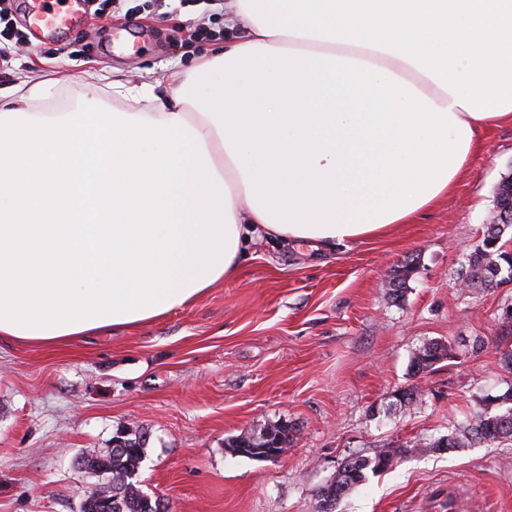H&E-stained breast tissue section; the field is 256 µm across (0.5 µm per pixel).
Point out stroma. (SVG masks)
Segmentation results:
<instances>
[{"mask_svg":"<svg viewBox=\"0 0 512 512\" xmlns=\"http://www.w3.org/2000/svg\"><path fill=\"white\" fill-rule=\"evenodd\" d=\"M17 36L0 88L29 72L63 79L42 110L74 101L89 74L172 81L210 46L206 0H92L83 21L46 37L6 0ZM485 146L448 198L416 223L314 250L256 243L238 277L194 304L133 329L57 347L0 340V512H80L98 473L78 459L124 428L149 441L142 490L168 512H316L317 491L350 458L401 449L335 512H512V441L453 451L432 444L466 425L477 398L502 394L512 373V285L462 288L496 188L512 174V125ZM413 261L404 294L390 295ZM455 355L420 375L410 359L429 342ZM418 386L400 404L393 391ZM288 424L278 456L233 454L230 438Z\"/></svg>","mask_w":512,"mask_h":512,"instance_id":"1","label":"stroma"}]
</instances>
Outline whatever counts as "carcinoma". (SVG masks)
Wrapping results in <instances>:
<instances>
[{"mask_svg": "<svg viewBox=\"0 0 512 512\" xmlns=\"http://www.w3.org/2000/svg\"><path fill=\"white\" fill-rule=\"evenodd\" d=\"M511 224H489L483 236L482 246L469 252L468 267L462 273L467 287L494 289L505 280H512V253L503 250L502 238ZM414 272L410 261L401 265L392 279V293L401 296ZM452 357V347L439 342L423 345L414 353L410 370L413 375L432 369L439 362ZM125 440L129 446L106 452L85 460V466L93 470H106L112 475L110 504L95 505L86 512H161L159 500L151 498L140 487V468L145 458L147 433L129 430ZM290 430L279 424L259 434H241L228 443L235 454L251 459H265L269 453L282 452L288 447ZM512 440V384L496 396H488L475 405L467 425L459 427L433 443V447L454 450L471 445L473 442L496 444ZM402 453L392 448L375 454L372 458L356 457L344 462L339 468L336 480L317 492V512H334L338 500L353 487L366 480L368 473H380L394 465Z\"/></svg>", "mask_w": 512, "mask_h": 512, "instance_id": "carcinoma-1", "label": "carcinoma"}]
</instances>
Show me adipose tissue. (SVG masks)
<instances>
[{
    "instance_id": "adipose-tissue-1",
    "label": "adipose tissue",
    "mask_w": 512,
    "mask_h": 512,
    "mask_svg": "<svg viewBox=\"0 0 512 512\" xmlns=\"http://www.w3.org/2000/svg\"><path fill=\"white\" fill-rule=\"evenodd\" d=\"M224 26L165 86L93 75L56 112V80L0 92V339L163 318L263 237L415 223L512 124V0H228Z\"/></svg>"
}]
</instances>
